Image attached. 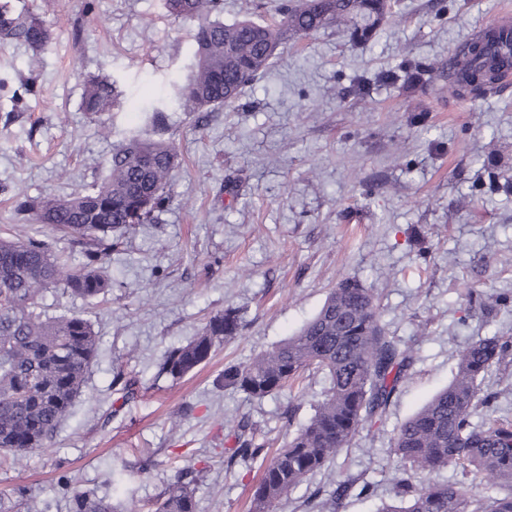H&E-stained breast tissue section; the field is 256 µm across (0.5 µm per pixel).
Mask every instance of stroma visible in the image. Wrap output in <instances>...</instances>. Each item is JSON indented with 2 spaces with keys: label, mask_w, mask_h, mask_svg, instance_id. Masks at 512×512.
I'll use <instances>...</instances> for the list:
<instances>
[{
  "label": "stroma",
  "mask_w": 512,
  "mask_h": 512,
  "mask_svg": "<svg viewBox=\"0 0 512 512\" xmlns=\"http://www.w3.org/2000/svg\"><path fill=\"white\" fill-rule=\"evenodd\" d=\"M444 2L440 12L432 0H400L365 48L336 25L289 41L205 122L174 88L194 64L195 24L169 16L163 0H52L43 50L0 49V231L39 233L80 268L70 237L19 214L17 198L91 186L132 134L172 141L179 154L159 223L112 249L106 301L46 296L50 314L91 321L98 351L46 447L0 467L13 512H70L75 487L109 495L117 512H147L180 471L196 479L197 512H247L264 464L228 462V431L245 422L282 446L328 379L314 372L256 400L225 388L224 368L296 332L347 276L378 295L387 336L415 361L381 423L276 512H315L348 478L369 490H351L337 512L392 500L396 430L448 386L470 343L512 337V312L489 319L468 302L473 290L512 295V196L477 189L486 158L512 174V84L475 101L449 98L442 80L413 90L372 82L406 61L447 62L492 21L512 20V0ZM97 75L119 92L100 118L81 108ZM23 83L31 94L12 103ZM228 308L242 320L233 339L182 378L160 373L168 350ZM482 390L493 400L481 417L512 420V365L491 368Z\"/></svg>",
  "instance_id": "stroma-1"
}]
</instances>
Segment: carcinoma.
I'll use <instances>...</instances> for the list:
<instances>
[{
	"mask_svg": "<svg viewBox=\"0 0 512 512\" xmlns=\"http://www.w3.org/2000/svg\"><path fill=\"white\" fill-rule=\"evenodd\" d=\"M165 6L174 18L197 22V63L178 86V98L186 111L201 115L235 104L290 39L337 24L346 28L353 45L370 43L394 3L283 0L272 23H226L220 19L224 0H165ZM50 39L37 10L17 12L10 0H0L1 49L17 42L39 51ZM505 69L512 70V34L489 28L449 58L446 67L435 61L407 63L403 88L411 89L425 77L446 78L449 96L477 99L497 87ZM115 100V84L107 78L86 81L82 108L88 114L110 111ZM178 164L172 143L132 134L113 151L101 183L66 197L19 202L36 223L72 236L86 262L72 271L42 238L0 237V466L45 447L81 394L96 356L98 339L90 321L75 313L47 315L46 294L93 301L112 292L105 257L114 241L134 226L158 221L169 204ZM473 300L488 314L512 306L500 294L477 293ZM240 326L232 309L212 316L198 336L167 353L162 371L174 379L188 374ZM503 363H512L511 337L480 338L459 354L453 380L394 435L399 473L394 492L408 505H384L377 512H512V421L495 418L481 426L471 421L475 410L490 402V396L481 395L479 382L491 366ZM412 364V354L386 336L372 290L358 278L346 277L294 335L245 365L227 366L224 386L252 399L275 394L313 369L330 378L314 414L269 460L248 512H273L291 490L327 467L365 423L382 416ZM233 437L230 461L254 459L264 450L246 423ZM448 467L461 468L465 480L411 481L414 472ZM470 476L500 488L501 494H474ZM353 485L350 480L339 482L330 499L318 503L320 512H336V500ZM71 512H115V507L108 497L75 489ZM152 512H196L192 481L181 475L169 483L152 503Z\"/></svg>",
	"mask_w": 512,
	"mask_h": 512,
	"instance_id": "carcinoma-1",
	"label": "carcinoma"
}]
</instances>
